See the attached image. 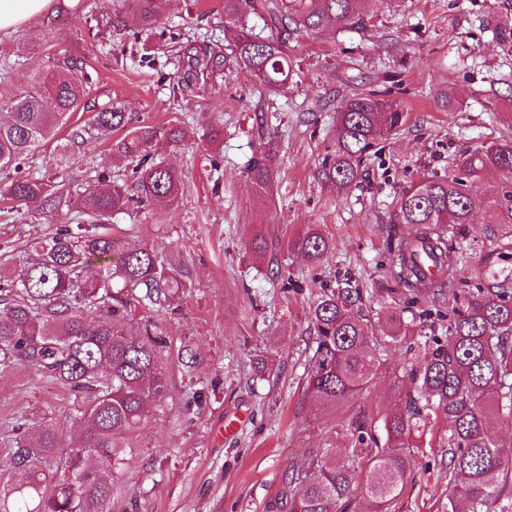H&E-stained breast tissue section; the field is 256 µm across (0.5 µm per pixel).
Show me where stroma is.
Returning <instances> with one entry per match:
<instances>
[{"label":"stroma","instance_id":"35a3bbf8","mask_svg":"<svg viewBox=\"0 0 512 512\" xmlns=\"http://www.w3.org/2000/svg\"><path fill=\"white\" fill-rule=\"evenodd\" d=\"M113 0H54L36 21L0 33V118L4 104L50 57L85 63L92 78L87 110L74 112L63 136L83 130L91 106L118 103L130 125L183 129L179 147L158 142L157 158L175 168L183 192L171 209L130 204L113 213L103 233L158 262L181 264L185 286L165 304L136 305L123 319L133 334L150 327L166 345L161 354L168 385L130 437L131 451L115 479L109 512H267L286 474L344 454L345 425L372 420L385 440L383 420L404 402L407 371L417 351L379 336L380 367L373 383L336 409L315 410L308 372L316 332L311 307L325 289L350 278L373 314L401 313L415 342L439 327L436 299L420 301L428 317L404 312L406 290L390 275L389 237H409L414 225L390 215L410 182L452 173L458 155L512 136V46L500 44L496 21L512 22V0H366L365 29L297 40L294 76L274 94L243 72L216 73L207 83L177 85L190 44H223L224 0H163L152 35H112L97 24ZM390 90L405 122L377 142L364 161L367 177L340 190L321 175L336 142L333 117L357 92ZM454 102L442 107L438 93ZM218 125L224 145L210 147ZM116 132L68 152L46 147L28 164L34 175L59 182L64 195L92 185L98 173L132 184V164L114 156ZM269 143L278 174L273 199L252 193L246 167ZM62 205L53 216L0 201V263L25 264L31 240L77 223ZM318 228L331 248L309 262L296 247ZM265 237L269 248L251 244ZM458 277L469 288L493 284L512 270V244L496 238L477 212L460 240ZM77 399L30 369L0 368V443L11 420L54 425L61 445L81 428L72 419ZM245 421L221 435L224 419ZM410 478L396 512H448V425L430 420L413 435Z\"/></svg>","mask_w":512,"mask_h":512}]
</instances>
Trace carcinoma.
<instances>
[{
	"label": "carcinoma",
	"mask_w": 512,
	"mask_h": 512,
	"mask_svg": "<svg viewBox=\"0 0 512 512\" xmlns=\"http://www.w3.org/2000/svg\"><path fill=\"white\" fill-rule=\"evenodd\" d=\"M363 0H224V50L187 47L188 69L178 85L191 87L221 69L248 72L268 91L288 86L294 69L290 42L317 35L328 22L338 31L366 27ZM132 16L146 30L159 21V0H121L112 28H125ZM264 21L257 33L247 23ZM90 76L74 60L64 71L47 68L6 103L11 119L0 122V171L14 176L0 184V198L54 212L56 185L23 171L31 155L49 143H69L58 131L81 107ZM335 150L323 166L325 179L347 189L365 177L363 162L374 144L404 121L400 104L371 91L352 95L334 117ZM126 124L125 113L106 103L92 116V128L111 131ZM164 138L180 145L179 128L140 125L112 142V152L136 159L134 193L125 185L93 189L79 200V213L98 224L134 198L164 209L182 193L178 173L152 157L153 143ZM455 169L468 181L491 177L498 191L485 208L486 223L512 238V140L462 152ZM256 197L268 200L276 175L269 151L257 149L246 169ZM474 200L454 176L424 177L407 186L391 216L394 224H414L416 232L389 243L391 276L412 295L405 310L412 317L421 299L452 296L445 334L424 340L421 360L408 372L413 393L384 419L380 443L372 422L350 425L351 455L334 463L311 462L284 482L274 509L287 512H393L408 482V439L441 417L448 424V512H512V459H503L487 432L489 416L512 420V291L497 285L474 295L457 278V235L472 223ZM296 246L318 261L329 241L308 229ZM28 265L0 271V367L23 366L68 387L81 398L73 418L84 423L79 439L59 445L57 432L44 425L14 438L0 458L8 476L0 512H106L114 470L125 463L130 435L150 405L167 395L160 367L165 340L150 329L133 338L120 323L132 301L154 303L182 287L181 270L156 261L146 249H129L84 224H63L49 239H35ZM317 336L311 356L309 392L315 406L331 410L365 390L377 375L371 343L375 331L397 343L411 340L396 316L372 324L360 289L346 281L314 304ZM364 460L357 480L354 459Z\"/></svg>",
	"instance_id": "cac0c4a2"
}]
</instances>
